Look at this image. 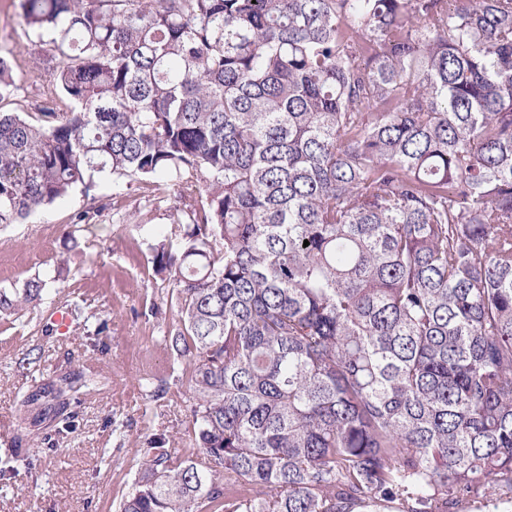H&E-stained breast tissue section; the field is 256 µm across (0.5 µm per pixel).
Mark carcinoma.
Segmentation results:
<instances>
[{"mask_svg":"<svg viewBox=\"0 0 512 512\" xmlns=\"http://www.w3.org/2000/svg\"><path fill=\"white\" fill-rule=\"evenodd\" d=\"M19 7L70 108L0 112V224L103 176L201 197L152 246L201 459L152 441L119 512L512 508V0ZM86 386L22 406L60 437Z\"/></svg>","mask_w":512,"mask_h":512,"instance_id":"obj_1","label":"carcinoma"}]
</instances>
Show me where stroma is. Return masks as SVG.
<instances>
[{"mask_svg": "<svg viewBox=\"0 0 512 512\" xmlns=\"http://www.w3.org/2000/svg\"><path fill=\"white\" fill-rule=\"evenodd\" d=\"M50 39L27 26L19 0H0V56L16 81L0 110L31 113L53 94L48 75L35 69ZM93 196L104 209L90 223H73ZM194 205L187 196L154 197L141 182L103 181L0 228V287L33 277L52 282L40 305L0 323V469L12 472L0 479V512H116L150 466L158 437L172 452L198 458L178 436L190 419L188 383L183 359L164 340L176 318L173 283L156 274L148 236L188 223ZM76 306L79 321L49 330L53 311ZM73 365L95 385L80 394L76 431L52 444L20 403L35 378Z\"/></svg>", "mask_w": 512, "mask_h": 512, "instance_id": "1", "label": "stroma"}]
</instances>
